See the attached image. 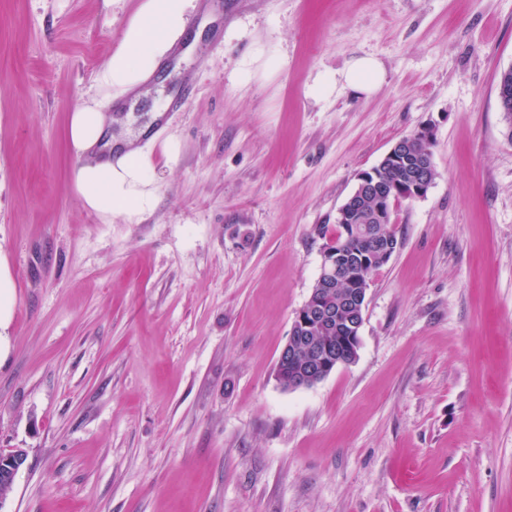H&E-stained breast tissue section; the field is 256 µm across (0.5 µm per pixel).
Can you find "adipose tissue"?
I'll return each mask as SVG.
<instances>
[{"label": "adipose tissue", "mask_w": 512, "mask_h": 512, "mask_svg": "<svg viewBox=\"0 0 512 512\" xmlns=\"http://www.w3.org/2000/svg\"><path fill=\"white\" fill-rule=\"evenodd\" d=\"M194 0H148L146 14L132 24L122 48L109 60L104 77L108 82L135 86L137 76L153 71L170 43L185 30V15ZM346 88L361 94L373 93L385 80L381 62L364 56L353 59L342 74ZM110 125L103 112L84 107L74 112L70 139L80 153L96 152L107 138ZM150 174L141 151L119 158H104L82 165L76 172V188L85 205L109 216L135 215L152 205L143 189Z\"/></svg>", "instance_id": "adipose-tissue-1"}]
</instances>
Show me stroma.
<instances>
[{
	"label": "stroma",
	"mask_w": 512,
	"mask_h": 512,
	"mask_svg": "<svg viewBox=\"0 0 512 512\" xmlns=\"http://www.w3.org/2000/svg\"><path fill=\"white\" fill-rule=\"evenodd\" d=\"M143 0H0V448L6 512H512V0H224L143 88L152 206L87 208L75 110ZM386 69L373 93L348 63ZM336 79L319 94L322 77ZM438 177L396 205L355 362L276 364L359 173L420 126ZM385 76L381 62L370 56L353 59L342 73L344 87L361 94L373 93L384 82ZM195 84V74L188 72L185 74L181 90L173 93L167 102L163 113L157 115L154 120L143 130L141 140L152 138L157 131L165 124L169 112H181L186 104L187 98L193 90ZM27 460V453L22 448H0V510L2 511L6 495L1 489L12 488L14 480Z\"/></svg>",
	"instance_id": "stroma-1"
}]
</instances>
